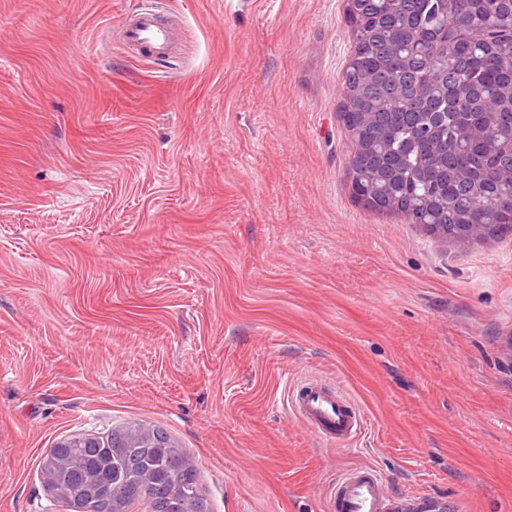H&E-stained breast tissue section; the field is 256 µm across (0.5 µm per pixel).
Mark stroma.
<instances>
[{
	"label": "stroma",
	"mask_w": 512,
	"mask_h": 512,
	"mask_svg": "<svg viewBox=\"0 0 512 512\" xmlns=\"http://www.w3.org/2000/svg\"><path fill=\"white\" fill-rule=\"evenodd\" d=\"M180 20L166 61L120 22ZM344 0H0V512L40 459L136 421L209 512H327L377 470L413 512H512V236L352 198ZM363 414L332 446L290 388Z\"/></svg>",
	"instance_id": "35a3bbf8"
}]
</instances>
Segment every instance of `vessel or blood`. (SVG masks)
Segmentation results:
<instances>
[{
  "label": "vessel or blood",
  "instance_id": "obj_1",
  "mask_svg": "<svg viewBox=\"0 0 512 512\" xmlns=\"http://www.w3.org/2000/svg\"><path fill=\"white\" fill-rule=\"evenodd\" d=\"M123 28L128 45L156 56L166 55L173 42L171 29L150 11L129 16ZM290 403L308 429L333 445L353 440L365 426L364 417L350 402L315 381L291 395ZM400 506L381 478L367 467L355 468L340 478L329 501L330 512H398Z\"/></svg>",
  "mask_w": 512,
  "mask_h": 512
}]
</instances>
